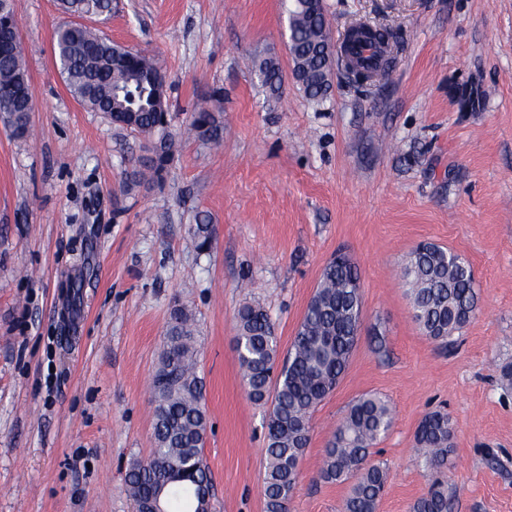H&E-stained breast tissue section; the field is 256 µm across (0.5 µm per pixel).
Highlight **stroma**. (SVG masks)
Returning <instances> with one entry per match:
<instances>
[{"mask_svg":"<svg viewBox=\"0 0 512 512\" xmlns=\"http://www.w3.org/2000/svg\"><path fill=\"white\" fill-rule=\"evenodd\" d=\"M30 81L27 136L0 120V512H133L130 464L154 446L149 380L169 310L193 315L209 422L211 512H264L265 406L244 391L235 314L267 311L288 351L322 268L361 278L349 368L316 408L289 512H341L350 483L320 479L347 405L384 398L392 426L371 462L377 512L426 493L422 419L453 428L448 512H512V0H324L334 46L350 25L394 29L386 75L335 66L316 102L290 77L283 0H112L89 26L148 54L180 141L164 187H127L142 135L83 108L53 65L56 0H12ZM275 54L278 96L250 60ZM224 92V144L183 136ZM208 212L206 252L190 244ZM432 241L465 257L476 317L444 348L414 322L406 255ZM211 218L205 211H199L194 216V224H191L189 234L194 247L200 251H207L213 239V225Z\"/></svg>","mask_w":512,"mask_h":512,"instance_id":"stroma-1","label":"stroma"}]
</instances>
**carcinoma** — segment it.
I'll use <instances>...</instances> for the list:
<instances>
[{
  "mask_svg": "<svg viewBox=\"0 0 512 512\" xmlns=\"http://www.w3.org/2000/svg\"><path fill=\"white\" fill-rule=\"evenodd\" d=\"M63 13L75 17L55 31L54 63L70 93L92 112L112 115V106L130 112L128 129L146 138L139 165L126 186L160 184L178 141L163 128V113L155 109L158 89L165 88L154 60L118 44L82 20L107 15L112 0H59ZM16 23L13 8L0 13V112L16 135L28 128L31 93L19 35H4ZM288 50L292 76L306 96L324 98L331 87L330 37L321 0H292L288 8ZM380 32L346 45L351 80L373 81L384 70ZM373 48L375 62L361 57ZM261 85L274 96L284 75L278 58L270 55L252 63ZM187 133L212 147L224 142L223 112L200 107L190 117ZM211 218L194 216L189 234L194 247L206 251L213 239ZM412 317L423 335L445 347L475 316L478 296L469 263L435 243H420L410 252L402 271ZM362 319L359 274L338 254L323 268L320 284L298 326L291 349L278 362V339L267 312L259 305L238 310L235 348L241 382L247 396L270 403L267 418L265 512H288L300 464L310 442V419L317 405L345 373ZM196 329L184 307L170 310L159 363L151 376L154 448L146 462L131 464L126 492L138 508L156 503L159 512H199L210 508L200 493L211 491V475L203 457L207 431L203 381L197 371ZM393 413L382 398L365 394L347 409L329 440L320 471L325 482H351L343 512H377L385 487L384 468L369 461L370 450L390 429ZM452 429L448 416L427 414L417 428V458L432 475L427 492L412 512H448V484L437 477L448 463Z\"/></svg>",
  "mask_w": 512,
  "mask_h": 512,
  "instance_id": "cac0c4a2",
  "label": "carcinoma"
}]
</instances>
